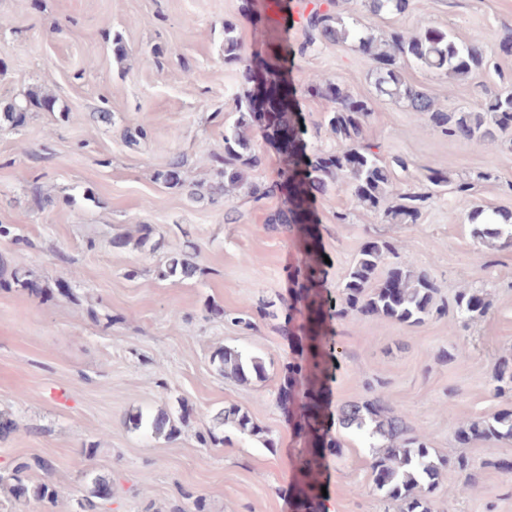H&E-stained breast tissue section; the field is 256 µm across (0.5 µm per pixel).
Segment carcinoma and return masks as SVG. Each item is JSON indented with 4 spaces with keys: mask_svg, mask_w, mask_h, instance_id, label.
<instances>
[{
    "mask_svg": "<svg viewBox=\"0 0 512 512\" xmlns=\"http://www.w3.org/2000/svg\"><path fill=\"white\" fill-rule=\"evenodd\" d=\"M343 0L317 2L306 16L302 39L290 47L291 58H305L319 48L352 43L367 53L376 63L373 81L377 96L401 105L417 116H423L430 126L449 138L478 144H497L512 149V141L501 134L512 129V84L483 87V100L476 108L460 106L451 109L438 106L425 91L406 82L403 72L415 64L423 71L453 79L465 80L490 68V58L475 38L466 44L448 33L420 24L410 35L394 29L376 37L372 28L342 8ZM411 0H361L363 12L371 18L384 19L407 13ZM326 9H321V6ZM224 61L242 67L243 82L252 88L238 92L233 98V119L224 122V153L214 154L210 161L214 180L208 188V199L218 204L224 196L237 192L254 204L275 195L281 206L274 212L266 228L286 233L297 243L300 258L288 273V318L283 328L291 360L288 362V382L279 401L288 414V423L296 437L291 459L292 479L288 498L292 512H321L324 462L336 454V437L332 426L360 436L367 447L375 449L370 463L373 490L386 502L395 503L400 512H431V497L438 489L444 471L453 467L461 472L468 469L464 456L453 460L431 452L426 439L416 435L405 419L389 407L379 393L361 402H348L337 412H331L332 383L336 370V340L333 323L350 316H383L407 326H419L426 320L449 314L463 321L485 315L489 308L484 295L465 288L458 292L454 305L435 301L436 287L424 271H417L399 260L398 248L385 238H373L364 243L353 265L333 297L325 288L324 253L319 225L315 224L311 200L329 188L348 193L357 207L377 214L389 224H418L429 202L443 191L460 203L468 204L474 184L455 181L448 172L421 167L420 177L412 183H399L395 169L409 171L414 163L396 155L385 162L383 146L365 138V127L372 115L366 99L356 98L337 83L327 80L314 83L309 91L327 101L330 108L323 113L316 129L326 130L336 139V146L307 152L305 135L308 129L294 111L293 102L278 98L270 100L267 111L272 116L267 128L260 124L253 108L254 85L284 86L279 54L263 60L262 74L254 72L244 57L243 46L235 35L233 24L224 23ZM56 101L37 93L22 99L0 103V124L17 126L24 122L32 107L48 111ZM264 136L278 145L281 168L278 180L261 185L249 180L250 172L262 165V156L255 149L254 134ZM184 158L173 157L155 172V180L167 188L183 186ZM475 224L473 235L484 242H497L501 249L512 248V213L487 214L480 209L469 213ZM154 229L142 224L137 237L118 234L112 244L118 248H160L153 240ZM194 246L166 254L161 276L192 278L200 268L194 262ZM8 277L18 285L34 287L20 267L10 270L0 264V279ZM273 303L260 301L252 314L224 312V319L246 328L254 327V317L270 315ZM219 372L241 383L262 380L266 376L263 360L230 347L220 348L213 355ZM495 391L512 395V363L505 360L495 369ZM135 427L146 428L156 437H170L176 427L166 411L148 417L135 418ZM230 427L240 434L254 437L267 447H273L265 431L249 414L237 405H229L213 416V426L199 440L207 445L224 442L221 428ZM460 441L472 438L488 441L512 440V412H501L487 420L473 422L461 429ZM48 471V461L16 463L0 471V486L6 485L18 500L33 499L55 504L58 493L46 483L30 484L26 472L32 466ZM112 495V484L103 476L92 479L89 493L77 501L76 512H96L98 501Z\"/></svg>",
    "mask_w": 512,
    "mask_h": 512,
    "instance_id": "1",
    "label": "carcinoma"
}]
</instances>
